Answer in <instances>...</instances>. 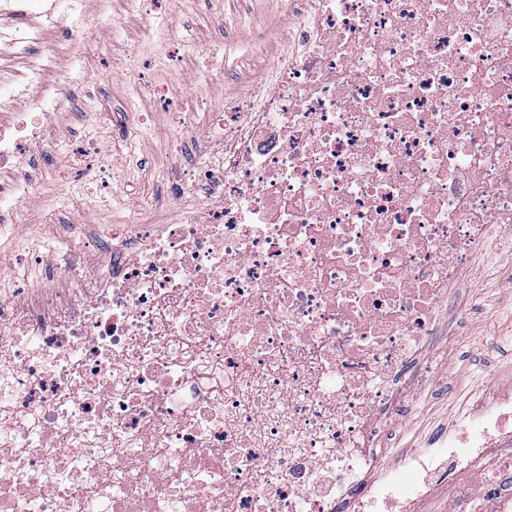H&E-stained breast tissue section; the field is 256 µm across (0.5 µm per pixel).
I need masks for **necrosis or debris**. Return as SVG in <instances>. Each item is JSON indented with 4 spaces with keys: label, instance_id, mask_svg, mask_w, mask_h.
I'll use <instances>...</instances> for the list:
<instances>
[{
    "label": "necrosis or debris",
    "instance_id": "1",
    "mask_svg": "<svg viewBox=\"0 0 512 512\" xmlns=\"http://www.w3.org/2000/svg\"><path fill=\"white\" fill-rule=\"evenodd\" d=\"M0 169L79 28L0 34ZM288 50L174 154L168 224L0 268V512H512V385L380 465L448 286L512 224V0H288ZM28 187L0 180V234Z\"/></svg>",
    "mask_w": 512,
    "mask_h": 512
}]
</instances>
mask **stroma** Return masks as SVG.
Returning a JSON list of instances; mask_svg holds the SVG:
<instances>
[{
    "label": "stroma",
    "instance_id": "35a3bbf8",
    "mask_svg": "<svg viewBox=\"0 0 512 512\" xmlns=\"http://www.w3.org/2000/svg\"><path fill=\"white\" fill-rule=\"evenodd\" d=\"M104 12L111 21L101 20ZM287 23L288 0H86V50L59 61L44 81L75 90L93 81L98 93L81 111L63 98L66 122L53 129L39 165L19 170L37 181L24 207L27 236L52 239L59 225L88 217L116 224L173 218L174 210L157 206L170 155L160 134L163 111L142 91L143 78L196 91L192 110L204 121L225 97L238 95L243 81L269 70ZM95 126L117 163L114 200L99 195L95 176L65 180L69 142ZM450 292L453 308L439 317L451 336L432 348L439 381L422 385L392 434L386 464L449 424L470 393L488 390L498 371L512 368V253L504 242L490 238Z\"/></svg>",
    "mask_w": 512,
    "mask_h": 512
}]
</instances>
